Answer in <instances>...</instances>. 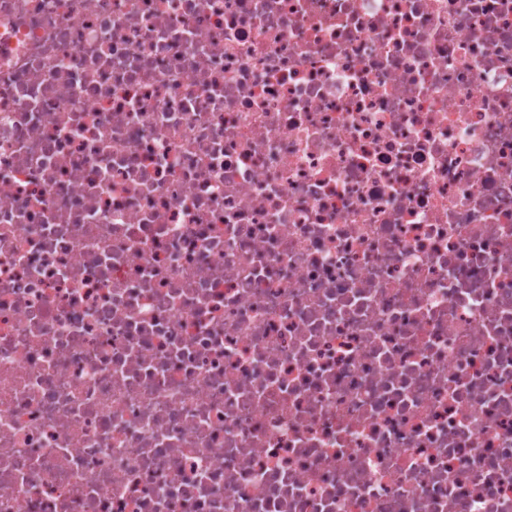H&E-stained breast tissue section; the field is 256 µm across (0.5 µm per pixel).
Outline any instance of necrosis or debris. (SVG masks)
I'll list each match as a JSON object with an SVG mask.
<instances>
[{
	"mask_svg": "<svg viewBox=\"0 0 512 512\" xmlns=\"http://www.w3.org/2000/svg\"><path fill=\"white\" fill-rule=\"evenodd\" d=\"M0 512H512V0H0Z\"/></svg>",
	"mask_w": 512,
	"mask_h": 512,
	"instance_id": "1",
	"label": "necrosis or debris"
}]
</instances>
